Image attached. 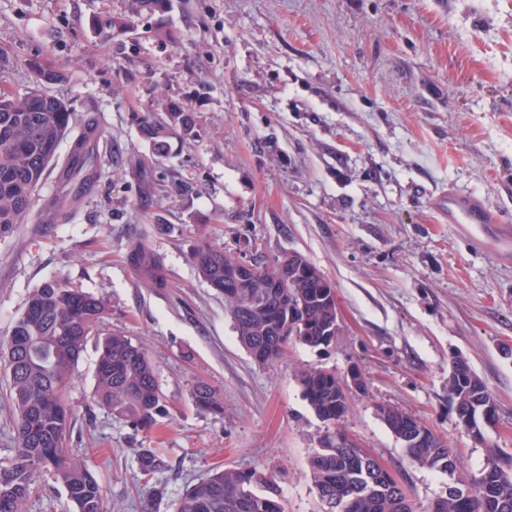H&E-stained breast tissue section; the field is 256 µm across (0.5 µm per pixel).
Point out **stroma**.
<instances>
[{"label": "stroma", "instance_id": "1", "mask_svg": "<svg viewBox=\"0 0 512 512\" xmlns=\"http://www.w3.org/2000/svg\"><path fill=\"white\" fill-rule=\"evenodd\" d=\"M130 2L0 0L5 89L35 88L30 61L54 66L53 93L101 131L84 198L60 202L49 170L0 236V337L32 290L66 279L106 303L102 332L147 350L164 395L148 434L98 407L88 342L66 394L69 446L106 512H174L188 485L228 468L273 474L285 512H322L306 475L325 430L297 383L307 367L363 374L340 426L399 475L416 512L448 477L412 464L376 407L427 423L478 474L486 450L448 394L453 354L496 398L488 438L512 454V257L492 247L498 226L468 230L440 207L456 187L512 217V0H170L162 21ZM116 17L130 33L107 35ZM170 103L195 112L196 132L159 154L130 115ZM137 239L161 255L167 287L127 264ZM205 242L246 259L302 254L335 286L336 339L259 365L192 263ZM200 380L223 413L195 406ZM148 448L166 465L145 476Z\"/></svg>", "mask_w": 512, "mask_h": 512}]
</instances>
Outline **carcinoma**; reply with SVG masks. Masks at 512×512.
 <instances>
[{
    "label": "carcinoma",
    "mask_w": 512,
    "mask_h": 512,
    "mask_svg": "<svg viewBox=\"0 0 512 512\" xmlns=\"http://www.w3.org/2000/svg\"><path fill=\"white\" fill-rule=\"evenodd\" d=\"M169 0H132V13L163 14ZM38 84L52 85L62 73L32 64ZM131 121L152 141L158 152L166 138L195 132L196 116L187 107L171 104L164 112H134ZM74 114L61 98L34 89L16 97L0 89V234L22 223L33 205V195L46 178L61 142L70 134ZM100 131L92 124L75 140L72 156L62 165L59 184L79 196L94 179V149ZM128 265L152 288L167 287L163 260L148 244L128 246ZM192 262L198 274L221 295L234 289L228 302L237 338L251 358L272 366L284 355L291 337L281 333L292 303L303 305L304 335L297 340L309 347L328 345L334 337L324 328L336 322V304H328L313 287L304 265L288 268V283L277 293L265 288L276 276L274 267L254 278L252 287L239 285L224 249L209 243L198 246ZM104 302L63 278L34 289L0 342V368L6 371L9 405L14 417L17 454L0 467V512H23L38 477L48 473L63 487L75 512H105V491L89 465L88 456L68 448L74 418L65 402L72 372L89 336L103 322ZM94 395L97 403L133 429L150 432L164 412L156 367L147 353L120 334L97 340ZM303 398L324 423L336 425L335 373L310 367L299 371ZM448 391L455 406L457 426H478L472 439L486 448L480 473L461 475L454 449L441 438L425 446L413 436V419L397 407L385 406L383 422L401 440L411 462L421 468L449 472L467 495L446 494L444 512H512V457L491 446L487 430L479 428L480 411L494 400L471 366L449 371ZM196 406L208 413L224 412L221 392L205 382L193 386ZM151 450L140 455V471L150 475L163 468ZM308 472L321 501L335 502L333 512H415L409 493L375 473L366 460L349 448L336 447V431L319 437L308 459ZM177 512H283L275 483L255 470L225 469L192 484L180 499Z\"/></svg>",
    "instance_id": "carcinoma-1"
}]
</instances>
